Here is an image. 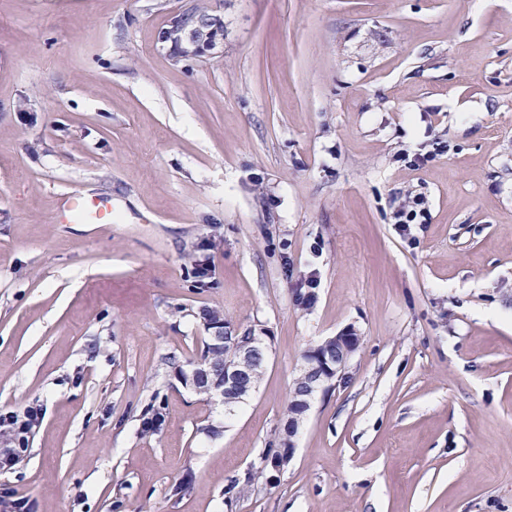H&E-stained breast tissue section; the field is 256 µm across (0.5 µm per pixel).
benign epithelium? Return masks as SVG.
Listing matches in <instances>:
<instances>
[{
	"label": "benign epithelium",
	"mask_w": 512,
	"mask_h": 512,
	"mask_svg": "<svg viewBox=\"0 0 512 512\" xmlns=\"http://www.w3.org/2000/svg\"><path fill=\"white\" fill-rule=\"evenodd\" d=\"M190 5H185L174 17L172 27L159 34V41L175 47L174 28L184 24L189 13ZM206 329L213 344L224 347L228 357L224 359L223 377L209 380L208 397L215 403L227 405L229 398L226 393H235L238 399L250 395L256 385L250 383L252 371L265 367L266 356L260 348L261 340L254 332L232 328L224 322H208ZM360 344V336L353 328H347L329 337L320 344L312 347L303 357L300 368L304 389L291 402L292 410L288 417V454L281 455L275 460L279 469H284L291 461L295 452L294 438L306 412L310 409L315 394L322 390L333 379H341L353 354ZM210 367L204 360H197L187 370L183 385L193 388L200 377H206ZM12 436L0 435V461L16 460L24 453V449L13 446Z\"/></svg>",
	"instance_id": "benign-epithelium-1"
}]
</instances>
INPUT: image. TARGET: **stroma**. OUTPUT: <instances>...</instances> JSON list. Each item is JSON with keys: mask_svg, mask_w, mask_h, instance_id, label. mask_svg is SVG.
Masks as SVG:
<instances>
[{"mask_svg": "<svg viewBox=\"0 0 512 512\" xmlns=\"http://www.w3.org/2000/svg\"><path fill=\"white\" fill-rule=\"evenodd\" d=\"M184 2L0 0V412L42 409L0 512H512V0H223L188 65ZM72 194L111 223H56ZM207 309L269 348L229 418L178 379ZM429 211L426 200L421 195L413 196L408 204L395 213V224H398L403 232L409 231L410 224H424L428 221ZM360 344V336L354 328L344 329L329 337L320 344L312 347L303 357L300 375L296 378L291 398H297L290 404L292 406L288 417V454H282L275 460L278 469H284L291 461L295 452L294 438L306 412L310 409L315 394L322 390L333 379H342L353 354Z\"/></svg>", "mask_w": 512, "mask_h": 512, "instance_id": "35a3bbf8", "label": "stroma"}]
</instances>
